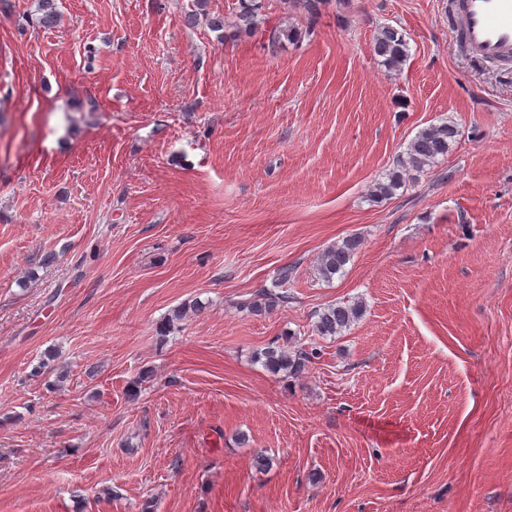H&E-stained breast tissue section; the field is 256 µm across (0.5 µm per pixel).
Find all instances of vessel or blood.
<instances>
[{
  "label": "vessel or blood",
  "mask_w": 512,
  "mask_h": 512,
  "mask_svg": "<svg viewBox=\"0 0 512 512\" xmlns=\"http://www.w3.org/2000/svg\"><path fill=\"white\" fill-rule=\"evenodd\" d=\"M454 14L473 55L512 59V0H455Z\"/></svg>",
  "instance_id": "b4317fda"
}]
</instances>
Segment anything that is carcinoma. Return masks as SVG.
I'll use <instances>...</instances> for the list:
<instances>
[{
	"label": "carcinoma",
	"mask_w": 512,
	"mask_h": 512,
	"mask_svg": "<svg viewBox=\"0 0 512 512\" xmlns=\"http://www.w3.org/2000/svg\"><path fill=\"white\" fill-rule=\"evenodd\" d=\"M311 18L317 17L322 7L331 0H289ZM265 0H239L236 30L234 35L247 36L256 34L264 23ZM61 14L57 0H37L35 17L32 25L49 29L58 24ZM374 52L382 58V64L390 70L397 71L409 56V45L405 35L392 26H384L374 38ZM458 130L452 124L443 122L421 129L411 140L406 153L398 158L385 178L373 183L368 195L374 200L392 197L402 188L406 179L414 173H420L432 166L439 158L448 155L453 143L457 141ZM361 246L356 237H349L340 243L327 247L319 257L316 265L317 274L324 281H330L342 274ZM363 316V305L332 304L316 313L315 332L320 336H335ZM259 360L273 374L285 373L297 375L304 370L309 360V353L304 349L290 350L281 346H269L260 353Z\"/></svg>",
	"instance_id": "cac0c4a2"
}]
</instances>
